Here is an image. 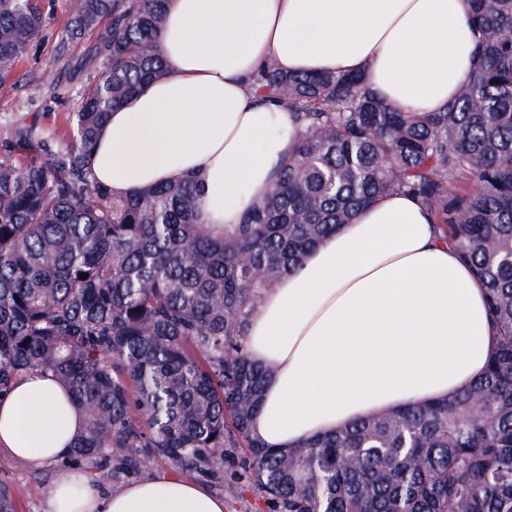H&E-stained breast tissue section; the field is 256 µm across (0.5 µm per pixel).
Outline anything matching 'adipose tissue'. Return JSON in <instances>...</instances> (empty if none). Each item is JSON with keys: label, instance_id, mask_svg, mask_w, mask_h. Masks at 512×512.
Here are the masks:
<instances>
[{"label": "adipose tissue", "instance_id": "adipose-tissue-1", "mask_svg": "<svg viewBox=\"0 0 512 512\" xmlns=\"http://www.w3.org/2000/svg\"><path fill=\"white\" fill-rule=\"evenodd\" d=\"M467 0H168L164 76L113 110L91 152L92 178L120 197L198 182L200 218L233 230L260 203L300 130L257 101L250 77L365 71L396 106L442 109L475 73ZM483 283L406 193L360 210L266 291L246 353L272 367L251 432L292 448L368 416L448 398L492 352ZM84 427L67 387L31 372L0 393V450L40 468ZM43 512H224L208 485L148 474L116 490L86 473L54 482Z\"/></svg>", "mask_w": 512, "mask_h": 512}]
</instances>
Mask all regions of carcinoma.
I'll return each mask as SVG.
<instances>
[{
  "label": "carcinoma",
  "instance_id": "obj_1",
  "mask_svg": "<svg viewBox=\"0 0 512 512\" xmlns=\"http://www.w3.org/2000/svg\"><path fill=\"white\" fill-rule=\"evenodd\" d=\"M468 3L475 74L439 112L398 109L362 74L262 68L256 95L305 133L268 195L217 234L191 180L115 198L90 175L112 110L165 73L167 0H70V35L96 33L71 140L0 156V393L33 371L70 388L86 426L64 464L128 469L147 453L198 480L240 448L270 512H512V0ZM44 24L36 0H0V85ZM14 138L41 142L33 126ZM393 191L418 198L484 282L486 370L449 398L270 448L251 433L272 374L244 351L251 311ZM16 495L0 483V512Z\"/></svg>",
  "mask_w": 512,
  "mask_h": 512
}]
</instances>
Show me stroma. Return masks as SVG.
Instances as JSON below:
<instances>
[{
  "mask_svg": "<svg viewBox=\"0 0 512 512\" xmlns=\"http://www.w3.org/2000/svg\"><path fill=\"white\" fill-rule=\"evenodd\" d=\"M43 5L46 25L41 35L28 47L15 76L0 85V142L10 139L16 127L34 125L46 147L59 151L69 141L68 116L76 110L83 83L72 64L87 53L94 38L88 34L68 38L67 0H43ZM49 68L62 74V85L53 95L43 84ZM81 469L100 488L110 490L149 473L170 471L171 466L155 456L135 469L116 470L90 463L82 464ZM66 472L59 462L36 470L0 452V480L16 489V512H42L49 487ZM208 484L223 496L226 512H269L267 498L251 480L241 455L225 456L223 469Z\"/></svg>",
  "mask_w": 512,
  "mask_h": 512,
  "instance_id": "35a3bbf8",
  "label": "stroma"
}]
</instances>
